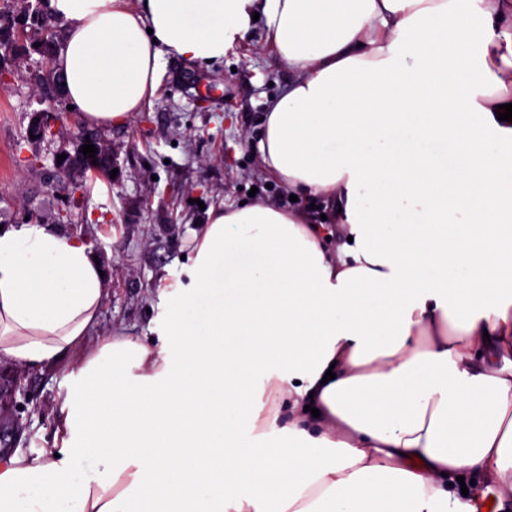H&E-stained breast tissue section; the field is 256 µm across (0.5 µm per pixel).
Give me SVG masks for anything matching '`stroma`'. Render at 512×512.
<instances>
[{"label":"stroma","mask_w":512,"mask_h":512,"mask_svg":"<svg viewBox=\"0 0 512 512\" xmlns=\"http://www.w3.org/2000/svg\"><path fill=\"white\" fill-rule=\"evenodd\" d=\"M27 0H0L16 43L0 57V225L50 224L90 245L105 270L108 295L97 326L63 359L22 367L0 362V455L36 456L63 447L58 409L72 388L73 362L116 336H139L153 348L172 340L149 325L184 277V258L213 208L251 199L287 205L291 192L263 168L258 120L293 78L255 22L223 60L196 65L165 57L160 88L124 124L89 127L69 109L42 49L40 23ZM52 132L33 136L41 113ZM86 132L103 141L118 173L67 174L57 157Z\"/></svg>","instance_id":"35a3bbf8"}]
</instances>
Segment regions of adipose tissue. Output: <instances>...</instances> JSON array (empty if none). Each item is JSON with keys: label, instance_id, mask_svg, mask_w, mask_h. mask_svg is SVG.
I'll return each mask as SVG.
<instances>
[{"label": "adipose tissue", "instance_id": "1", "mask_svg": "<svg viewBox=\"0 0 512 512\" xmlns=\"http://www.w3.org/2000/svg\"><path fill=\"white\" fill-rule=\"evenodd\" d=\"M47 9L55 78L93 126L141 111L165 54L222 60L262 20L295 74L261 116L262 163L346 237L293 206L210 211L166 321L177 354L122 336L72 372L60 424L117 464L1 457L0 512H448L467 475L512 492V0ZM99 270L53 226L0 230V360L83 343Z\"/></svg>", "mask_w": 512, "mask_h": 512}]
</instances>
